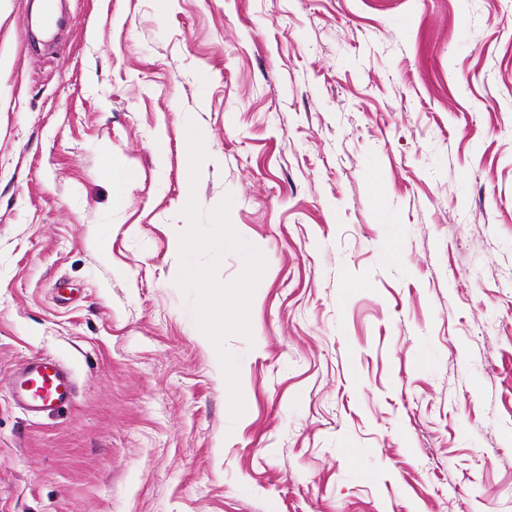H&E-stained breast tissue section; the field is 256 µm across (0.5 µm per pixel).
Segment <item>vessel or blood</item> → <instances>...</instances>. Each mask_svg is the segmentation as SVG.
I'll list each match as a JSON object with an SVG mask.
<instances>
[{
    "instance_id": "b4317fda",
    "label": "vessel or blood",
    "mask_w": 512,
    "mask_h": 512,
    "mask_svg": "<svg viewBox=\"0 0 512 512\" xmlns=\"http://www.w3.org/2000/svg\"><path fill=\"white\" fill-rule=\"evenodd\" d=\"M9 385L15 401L33 416L70 406L77 389L71 368L53 356L27 360L11 374Z\"/></svg>"
}]
</instances>
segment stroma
<instances>
[{
    "instance_id": "1",
    "label": "stroma",
    "mask_w": 512,
    "mask_h": 512,
    "mask_svg": "<svg viewBox=\"0 0 512 512\" xmlns=\"http://www.w3.org/2000/svg\"><path fill=\"white\" fill-rule=\"evenodd\" d=\"M63 8L35 47L0 0V512H512V0ZM191 121L267 261L235 421L176 283ZM39 355L77 396L32 418ZM103 171L112 185L113 199L120 202L132 181L131 171L112 166V161L109 159L103 161ZM9 385L15 401L33 416L70 406L77 389L71 368L54 356L27 360L11 374Z\"/></svg>"
}]
</instances>
